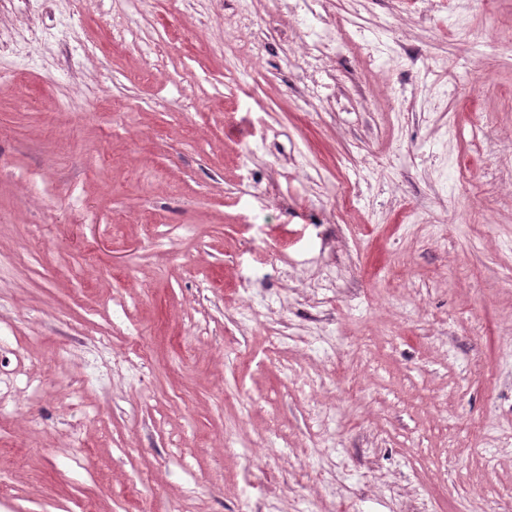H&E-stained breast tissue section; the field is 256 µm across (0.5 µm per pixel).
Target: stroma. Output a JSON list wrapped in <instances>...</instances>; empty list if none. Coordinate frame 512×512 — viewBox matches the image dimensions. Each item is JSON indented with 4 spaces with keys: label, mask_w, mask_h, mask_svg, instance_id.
<instances>
[{
    "label": "stroma",
    "mask_w": 512,
    "mask_h": 512,
    "mask_svg": "<svg viewBox=\"0 0 512 512\" xmlns=\"http://www.w3.org/2000/svg\"><path fill=\"white\" fill-rule=\"evenodd\" d=\"M241 7L0 0V512H512V0Z\"/></svg>",
    "instance_id": "35a3bbf8"
}]
</instances>
